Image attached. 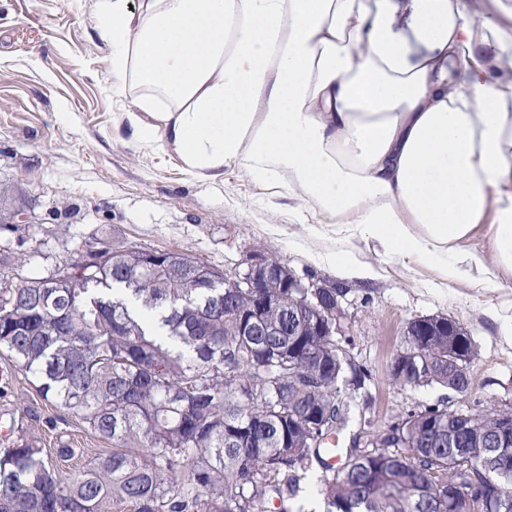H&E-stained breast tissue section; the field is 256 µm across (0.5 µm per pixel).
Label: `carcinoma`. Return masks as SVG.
I'll use <instances>...</instances> for the list:
<instances>
[{"label":"carcinoma","instance_id":"1","mask_svg":"<svg viewBox=\"0 0 512 512\" xmlns=\"http://www.w3.org/2000/svg\"><path fill=\"white\" fill-rule=\"evenodd\" d=\"M76 279L53 275L0 286V354L99 439L112 444L82 467L68 442L55 448L7 413L12 437L0 450V512H512V447L471 441L448 447L456 419L445 405L412 410L405 448L360 452L355 438L339 466L325 463L346 435L355 390L342 381L336 337L321 335L336 314V289L319 291L321 317L305 312L298 288H275L265 311L276 336H253L245 317L265 289L224 287L193 277L204 265L173 251L123 243L89 245ZM433 384L448 387L446 349L418 355ZM479 477L448 509L457 456Z\"/></svg>","mask_w":512,"mask_h":512}]
</instances>
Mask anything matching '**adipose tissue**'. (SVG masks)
I'll return each mask as SVG.
<instances>
[{
  "instance_id": "ef3b65f1",
  "label": "adipose tissue",
  "mask_w": 512,
  "mask_h": 512,
  "mask_svg": "<svg viewBox=\"0 0 512 512\" xmlns=\"http://www.w3.org/2000/svg\"><path fill=\"white\" fill-rule=\"evenodd\" d=\"M411 8L415 55L393 0H91L114 85L137 93L135 141L200 178L235 164L287 189L356 276L372 275L360 238L451 282L511 275L512 85L477 51L512 56V40L464 0Z\"/></svg>"
}]
</instances>
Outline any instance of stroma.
Instances as JSON below:
<instances>
[{"label":"stroma","instance_id":"35a3bbf8","mask_svg":"<svg viewBox=\"0 0 512 512\" xmlns=\"http://www.w3.org/2000/svg\"><path fill=\"white\" fill-rule=\"evenodd\" d=\"M111 56L88 0H0V275L46 276L97 242L177 251L223 273L241 270L244 256L261 249L302 281L344 285L343 344L375 377L374 429L425 405L478 412L512 402V276L450 283L428 263L378 252L366 240L355 241L354 252L373 278L346 275L326 261L340 248L335 234L320 230L296 199L235 165L200 180L174 154L134 141L124 119L134 97L113 93ZM24 209L38 223H12ZM436 315L458 322L475 343L468 396L390 379L409 322ZM12 387L0 408L56 419V430H39L45 447L62 435L73 448H103L25 375L14 374Z\"/></svg>","mask_w":512,"mask_h":512}]
</instances>
